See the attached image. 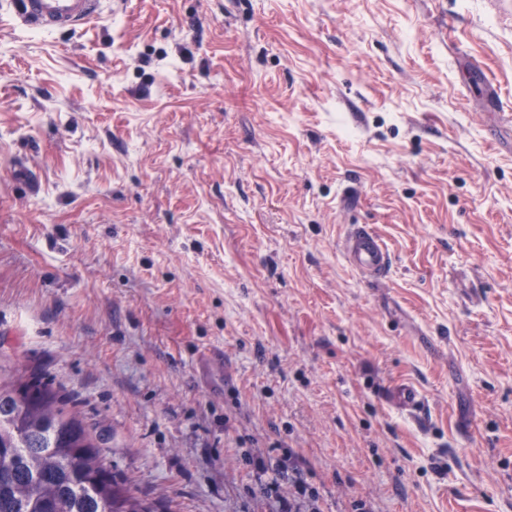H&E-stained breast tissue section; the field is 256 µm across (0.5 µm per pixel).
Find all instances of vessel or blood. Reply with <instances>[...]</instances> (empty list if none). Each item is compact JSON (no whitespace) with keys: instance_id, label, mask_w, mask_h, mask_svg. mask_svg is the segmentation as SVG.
<instances>
[{"instance_id":"obj_1","label":"vessel or blood","mask_w":512,"mask_h":512,"mask_svg":"<svg viewBox=\"0 0 512 512\" xmlns=\"http://www.w3.org/2000/svg\"><path fill=\"white\" fill-rule=\"evenodd\" d=\"M107 0H10L20 24L38 31H70L88 18L102 14ZM348 265L360 276L377 279L385 276L392 258L379 237L365 224L350 225L342 241ZM387 402L409 415L421 412L424 401L420 391L410 383L391 388Z\"/></svg>"}]
</instances>
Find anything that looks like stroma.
I'll list each match as a JSON object with an SVG mask.
<instances>
[{"label":"stroma","mask_w":512,"mask_h":512,"mask_svg":"<svg viewBox=\"0 0 512 512\" xmlns=\"http://www.w3.org/2000/svg\"><path fill=\"white\" fill-rule=\"evenodd\" d=\"M34 371L159 512H512V0H0V376ZM107 0H10L20 24L38 31H71L88 18L100 15ZM113 1L112 6L121 4ZM342 251L348 265L364 278H381L388 273L392 264L390 253L366 224L348 227L342 241ZM387 402L395 409L408 415H418L424 401L420 391L411 383H402L391 388L386 395Z\"/></svg>","instance_id":"obj_1"}]
</instances>
